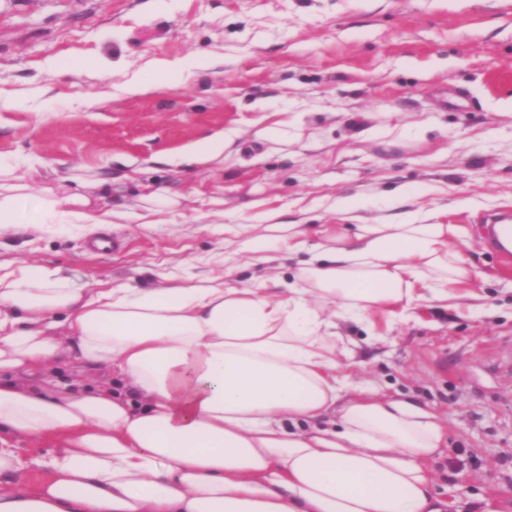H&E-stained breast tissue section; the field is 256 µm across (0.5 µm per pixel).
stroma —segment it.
Here are the masks:
<instances>
[{"label":"stroma","mask_w":512,"mask_h":512,"mask_svg":"<svg viewBox=\"0 0 512 512\" xmlns=\"http://www.w3.org/2000/svg\"><path fill=\"white\" fill-rule=\"evenodd\" d=\"M159 60L172 69L153 74ZM138 78L158 86L127 92ZM264 110L302 113L300 141H256ZM228 129L241 158L166 164ZM18 154L43 161L41 189L111 172L112 252L0 229L1 263L88 288L197 280L228 254L249 282L235 248L274 224L310 243L340 224L456 225L479 308L341 324L348 373L443 419L432 469L448 512L512 502V262L482 238L489 215L512 213V0H0V158ZM161 189L172 206L142 223Z\"/></svg>","instance_id":"1"}]
</instances>
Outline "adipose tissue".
Wrapping results in <instances>:
<instances>
[{
    "label": "adipose tissue",
    "instance_id": "adipose-tissue-1",
    "mask_svg": "<svg viewBox=\"0 0 512 512\" xmlns=\"http://www.w3.org/2000/svg\"><path fill=\"white\" fill-rule=\"evenodd\" d=\"M237 131L190 145L221 162ZM23 175L0 163V227ZM108 218L77 191L39 197L30 230L102 242ZM292 283L86 288L60 269L0 267V512H446L429 467L438 415L344 373L339 322L460 298L471 278L450 224H351L299 241ZM91 386L50 382L60 361ZM18 438L46 441L34 461ZM46 472L23 484L29 465Z\"/></svg>",
    "mask_w": 512,
    "mask_h": 512
}]
</instances>
